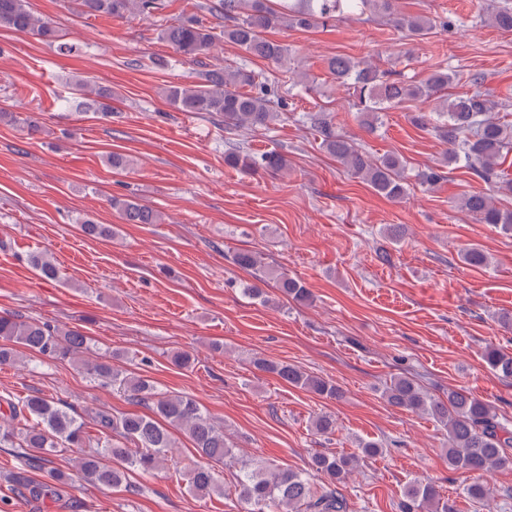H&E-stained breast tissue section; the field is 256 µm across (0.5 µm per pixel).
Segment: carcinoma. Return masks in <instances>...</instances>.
Segmentation results:
<instances>
[{
  "label": "carcinoma",
  "instance_id": "carcinoma-1",
  "mask_svg": "<svg viewBox=\"0 0 512 512\" xmlns=\"http://www.w3.org/2000/svg\"><path fill=\"white\" fill-rule=\"evenodd\" d=\"M79 5L85 14L127 19L151 17L165 7V2L79 0ZM368 10L386 16L396 30L409 36L421 38L436 25L448 30L446 19L435 24L423 16L400 13L397 0H217L209 6V12L221 23L211 26L191 14L161 30L160 38L175 53L203 67L198 72V81L167 88L166 99L175 110L187 115L205 113L218 118L229 134L241 128H266L281 117L270 106L276 78L246 68L228 71L209 64L207 59L214 57V50L229 42L287 74L291 72V49L266 38L267 30L281 25L316 29L341 18L361 16ZM489 20L497 29L512 32V5L503 4ZM0 26L57 43L62 51H72V46L63 42V34L54 22L32 12L29 0H0ZM327 69L332 79L352 91L359 122L371 132L380 122V113L406 100L434 99L443 107L437 114L419 109L409 115L412 125L431 132L448 146L441 163L411 176L399 155L372 157L337 133L329 113L318 111L307 115L326 151L376 194L400 200L407 193L409 179L431 188L444 180L445 168L459 163L484 183H501L512 190V182L500 170L507 152L512 150V124L490 116L497 102L489 95L446 93L459 76L442 68L431 71L421 81H405L366 60L337 55L328 60ZM75 86L81 94L90 93L102 99L98 111L112 112L108 104L112 89L100 87L90 79H79ZM224 146V163L243 173L259 169L280 173L288 169V159L276 149L253 154L232 137L225 139ZM110 205L119 211L126 224H159L162 220L159 211L134 198L113 197ZM463 207L479 223L512 232V210L496 207L488 194L474 192L464 196ZM76 223L93 238L110 240L115 235L112 224H98L88 217H79ZM462 260L474 268L488 265L487 255L477 246L466 249ZM233 261L242 269L254 271L255 281L242 284V293L249 298L269 301L265 289L258 286L269 278L287 299L307 302L311 298L309 289L300 280L282 270L266 272L260 256L252 250L236 252ZM30 262L43 278L60 277V269L50 255L35 253ZM19 346L49 360L79 359L93 382L120 388L146 412L116 416L98 409L88 422L70 404L39 392L22 398L0 395V405L7 406V411L0 414L1 448L17 449L18 456L30 467L48 471L55 482L69 480V475L55 467V457L63 450H70L77 453V468L83 479L97 489H104L121 486L134 470L153 472L164 468L168 454L176 447L175 433L182 432L194 443L200 457L184 473L190 489L201 497L224 494V481L213 465L234 457V449L224 440V431L214 426L195 399L163 392L150 379L114 364L120 354L93 350L89 338L79 328L63 329L17 315H0V364L14 362ZM483 361L497 375L512 378V352L490 344L485 348ZM253 364L326 400L343 398V391L335 382L288 363L256 358ZM381 395L393 407L421 413L441 423L448 431L445 449L448 469L480 476L465 487L467 496L484 501L495 497L488 476L499 470H512V453L508 452L512 448V421L499 416L487 401L464 389H450L448 395L435 397L407 377L391 379L383 386ZM354 464L355 458L335 453L313 455L307 471L282 468L274 463L254 466L243 462L236 475L234 492L244 512H348L340 486L351 476ZM399 512H455V509L442 500L432 483L414 480L404 489Z\"/></svg>",
  "mask_w": 512,
  "mask_h": 512
}]
</instances>
